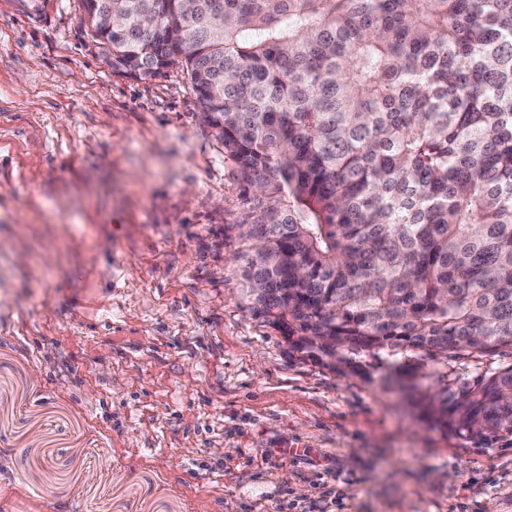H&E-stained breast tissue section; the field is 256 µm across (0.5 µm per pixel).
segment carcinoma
I'll return each mask as SVG.
<instances>
[{
	"label": "carcinoma",
	"instance_id": "obj_1",
	"mask_svg": "<svg viewBox=\"0 0 512 512\" xmlns=\"http://www.w3.org/2000/svg\"><path fill=\"white\" fill-rule=\"evenodd\" d=\"M101 61L180 66L241 200L246 308L341 373L436 362L414 402L512 433V0H112ZM487 364L454 390L451 365Z\"/></svg>",
	"mask_w": 512,
	"mask_h": 512
}]
</instances>
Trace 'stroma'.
I'll return each instance as SVG.
<instances>
[{
	"label": "stroma",
	"instance_id": "stroma-1",
	"mask_svg": "<svg viewBox=\"0 0 512 512\" xmlns=\"http://www.w3.org/2000/svg\"><path fill=\"white\" fill-rule=\"evenodd\" d=\"M0 0V512H512V434L435 426L243 306L238 187L180 67Z\"/></svg>",
	"mask_w": 512,
	"mask_h": 512
}]
</instances>
